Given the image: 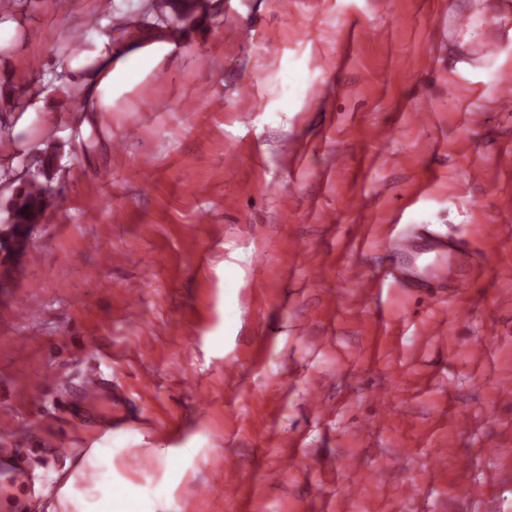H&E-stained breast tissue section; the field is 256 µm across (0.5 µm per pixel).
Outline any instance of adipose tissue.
Listing matches in <instances>:
<instances>
[{"instance_id": "1", "label": "adipose tissue", "mask_w": 512, "mask_h": 512, "mask_svg": "<svg viewBox=\"0 0 512 512\" xmlns=\"http://www.w3.org/2000/svg\"><path fill=\"white\" fill-rule=\"evenodd\" d=\"M173 43L159 37L128 41L123 55H116L103 44L81 52L68 68L84 76L80 89L93 112L114 111L124 98L132 96L141 83L174 51ZM131 454L127 448L89 449L81 465L65 479L56 499L55 512H165L186 470L172 471L181 454L177 448H158L154 455L164 476L151 499H144L126 475ZM110 482H103V475Z\"/></svg>"}]
</instances>
